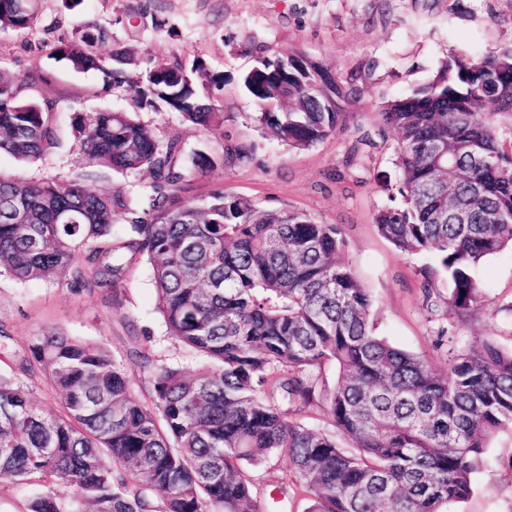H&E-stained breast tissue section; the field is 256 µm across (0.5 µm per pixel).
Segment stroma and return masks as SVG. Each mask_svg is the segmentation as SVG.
I'll list each match as a JSON object with an SVG mask.
<instances>
[{
    "label": "stroma",
    "mask_w": 512,
    "mask_h": 512,
    "mask_svg": "<svg viewBox=\"0 0 512 512\" xmlns=\"http://www.w3.org/2000/svg\"><path fill=\"white\" fill-rule=\"evenodd\" d=\"M109 30L99 53L111 65L113 50L134 51L142 67L154 62H204L224 84L212 88L224 112L216 132L184 122L175 112L135 111L129 85L108 83L102 71L77 72L54 56L74 24ZM512 46V0H41L35 26L0 32V70L21 80V95L49 103L56 147L42 160L22 163L0 154V171L30 182L71 181L89 164L74 131L76 115L135 111L160 140L174 143L179 162L196 153L215 162L206 175L185 176L178 195L199 201L221 188L266 211L296 210L322 224L339 225L344 257L371 297L374 335L445 370L448 349L437 330L462 342L489 339L512 350V249L486 259L475 271L483 302L466 322L448 313L450 286L439 279L433 294L423 289L427 254L405 255L383 238L375 213L388 202L377 183L393 173L396 134L379 113L389 101L412 95L430 82L448 59L485 55ZM299 51L320 62L337 81L362 74L359 92L346 104L344 127L306 149L270 136L255 120L258 105L241 86L244 72L264 60ZM369 144H362V137ZM246 158H233L238 147ZM0 324L12 337L0 343V373L15 372L13 360L27 336L58 327L78 339L106 346L128 375L131 390L145 397L144 358L196 370L201 358L179 349L157 310L153 271L143 259L107 291L71 285L70 276L20 283L0 275ZM486 466L473 477V491L451 512H512V432L496 433ZM262 512H306L309 498L286 456L245 465ZM286 483L287 495L273 485Z\"/></svg>",
    "instance_id": "obj_1"
}]
</instances>
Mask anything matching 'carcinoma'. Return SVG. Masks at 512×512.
I'll return each instance as SVG.
<instances>
[{
  "label": "carcinoma",
  "mask_w": 512,
  "mask_h": 512,
  "mask_svg": "<svg viewBox=\"0 0 512 512\" xmlns=\"http://www.w3.org/2000/svg\"><path fill=\"white\" fill-rule=\"evenodd\" d=\"M39 7L0 0V31L29 29ZM107 38L79 24L55 52L122 85L141 62L116 50L104 68L97 47ZM301 58L290 52L241 78L261 107L256 121L297 149L336 133L340 102L357 96L360 79L341 84L313 60L297 66ZM223 82L198 60L157 61L133 84L134 104L218 130L224 113L208 86ZM19 90L0 71V152L35 163L56 145L51 108ZM501 112L512 114L511 46L450 59L380 113L397 134L396 173L374 222L398 250L436 258L459 322L482 299L475 268L512 246V145L489 120ZM75 132L90 163L149 171L150 192L104 193L91 173L68 183L0 174V272L28 282L70 271L76 287L110 289L145 256L169 335L204 364L194 373L147 364L143 401L104 345L57 328L28 337L19 370L50 387L60 410L40 411L28 387L0 376V480L46 487L25 512H260L243 464L275 454L310 495L308 512H447L470 496L488 441L512 429V351L453 344L446 372H435L371 332V297L338 225L260 211L222 188L181 200L176 146L129 112H99ZM119 217L124 241L112 247ZM328 364L338 372L331 390L319 386ZM323 404L353 450L303 423ZM61 487L76 493L67 499Z\"/></svg>",
  "instance_id": "1"
}]
</instances>
